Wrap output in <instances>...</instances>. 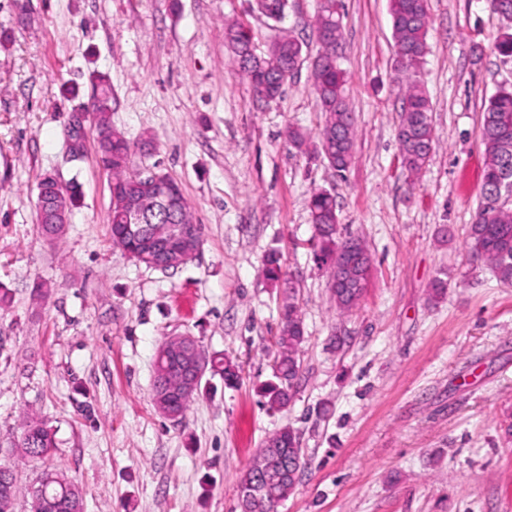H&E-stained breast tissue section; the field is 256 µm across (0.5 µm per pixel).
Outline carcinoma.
<instances>
[{"mask_svg": "<svg viewBox=\"0 0 512 512\" xmlns=\"http://www.w3.org/2000/svg\"><path fill=\"white\" fill-rule=\"evenodd\" d=\"M490 11L504 21L496 37L497 53L512 59V0H487ZM288 0H253V8L261 15L280 22L284 19ZM394 42V64L398 83L404 88L401 121L397 139L402 167L408 176H418L428 165L434 144L430 112L432 105L424 88L416 79L417 70L429 52L428 32L430 14L428 0H389ZM313 36L319 49L315 55L308 52V43L290 34L274 39L264 56L256 54L252 37L240 23L225 27V39L237 59L240 70L249 80L254 94L265 101H273L283 94L286 85L303 66L310 69V80L321 106L318 142L311 143L309 135L298 127H288L286 138L298 152L312 151L326 160L337 173L345 172L352 161L355 136L354 118L345 100V72L339 64L342 29L336 11V0H319L313 24ZM93 126L97 137L98 162L110 175L111 204L109 235L112 245L135 262L161 271L176 270L174 253L158 248L146 252L145 239L155 230L170 236L183 226L195 230V237L182 245V251H192L203 244L202 226L195 222L192 208L181 187L172 178L167 183L174 196L170 204L149 215L142 228H128L120 223L122 210L133 183L134 159L151 142L147 137L141 144L126 138L112 126V88L99 79L93 102ZM479 138L484 147L482 189L475 219L469 227L468 245L471 256L489 266L500 281L512 284V84L500 87L490 97L484 109ZM60 223L40 224L38 230L48 241L59 238L69 224L78 201L77 190L62 187L57 197ZM308 209L314 224L310 246L321 262L330 265L329 288L336 308L348 312L358 305L372 276L373 261L363 241L357 237L341 238L338 233L336 198L321 190L308 200ZM344 249L353 251L355 262L347 281L336 284V254ZM265 276L270 284L278 286L282 278L280 256L271 252L265 258ZM304 341V326L300 305L295 295L283 300L276 354L273 360L274 381L265 389L267 405L281 410L291 401L301 374L300 346ZM163 356L156 355L152 380V401L156 410L165 403L183 417L194 397L182 395L183 374L180 370L160 365ZM204 372L219 375L230 385L239 377V366L219 355L207 357ZM279 444L284 454L279 467L288 470L296 458H303L300 437L284 426L268 436L261 444L265 448ZM57 449L55 432L35 414L25 417L19 436L10 447L0 448L9 456H19L31 462H43ZM7 493L8 510L14 512L19 493L14 466L0 461V492ZM28 495L30 507L41 512H84L82 487L62 471L45 469ZM288 498V481L273 484L264 493L251 498H240L241 512H275V497Z\"/></svg>", "mask_w": 512, "mask_h": 512, "instance_id": "obj_1", "label": "carcinoma"}]
</instances>
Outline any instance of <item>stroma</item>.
I'll list each match as a JSON object with an SVG mask.
<instances>
[{"label": "stroma", "instance_id": "obj_1", "mask_svg": "<svg viewBox=\"0 0 512 512\" xmlns=\"http://www.w3.org/2000/svg\"><path fill=\"white\" fill-rule=\"evenodd\" d=\"M251 0H0V448L25 414L53 427L44 463L18 462L21 486L43 468L78 482L85 512H241L238 481L261 442L300 436L305 465L277 512H512V285L474 260L479 128L512 61L494 49L502 20L485 0H429V52L418 79L435 144L418 178L402 167L388 0H339L340 64L355 121L344 177L300 154L287 127L316 133L308 71L256 99L224 25L250 28L257 53L281 31L311 40L316 0H288L283 21ZM112 124L153 137L143 166L180 184L203 227L177 270L137 264L108 235L110 178L95 132L69 151L67 127L91 113L98 76ZM77 185L66 233L37 229L44 173ZM336 198L341 236L373 259L357 308L342 313L307 242V201ZM298 292L305 341L288 409H269L283 291L270 251ZM447 285L431 296L435 280ZM193 336L243 367L235 387L211 376L185 418L155 411L158 348Z\"/></svg>", "mask_w": 512, "mask_h": 512}]
</instances>
